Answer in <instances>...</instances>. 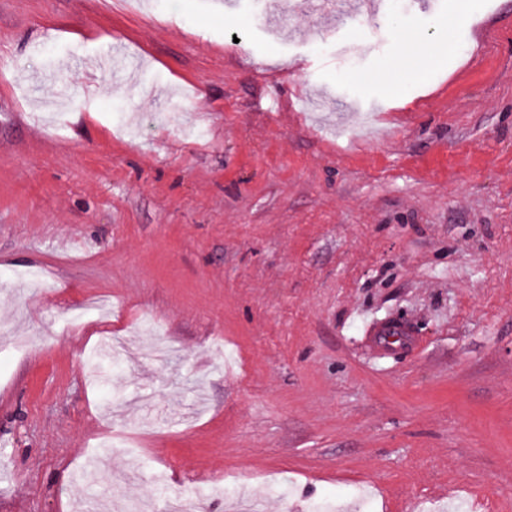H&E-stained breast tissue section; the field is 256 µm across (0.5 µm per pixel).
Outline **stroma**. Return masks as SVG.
<instances>
[{
  "label": "stroma",
  "mask_w": 512,
  "mask_h": 512,
  "mask_svg": "<svg viewBox=\"0 0 512 512\" xmlns=\"http://www.w3.org/2000/svg\"><path fill=\"white\" fill-rule=\"evenodd\" d=\"M288 3L0 0V512H512V0Z\"/></svg>",
  "instance_id": "stroma-1"
}]
</instances>
